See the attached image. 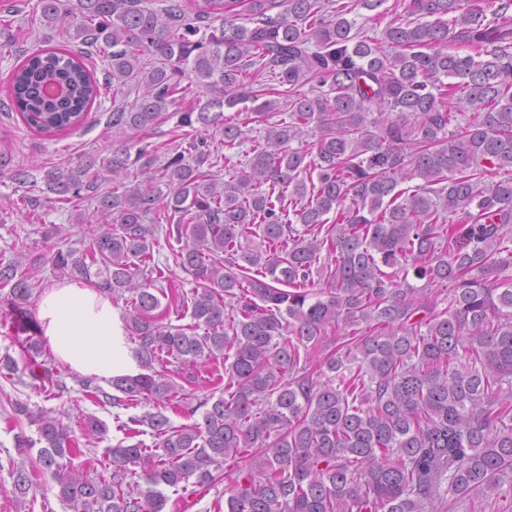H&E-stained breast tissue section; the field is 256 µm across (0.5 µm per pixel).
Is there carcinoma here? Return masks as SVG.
<instances>
[{
    "instance_id": "cac0c4a2",
    "label": "carcinoma",
    "mask_w": 512,
    "mask_h": 512,
    "mask_svg": "<svg viewBox=\"0 0 512 512\" xmlns=\"http://www.w3.org/2000/svg\"><path fill=\"white\" fill-rule=\"evenodd\" d=\"M163 2L39 0L64 42L10 77V111L42 133L112 94V151L43 175L56 200L94 205L76 213L89 248L57 247L54 229L0 261V292L28 303L49 264L130 297L143 372L114 395L82 387L154 408L115 415L123 438L94 477L72 457L107 434L96 416L75 430L17 402L38 435L18 447H38L68 512H163L162 488L222 482L217 512H512V0H394L379 39L349 14L383 0ZM185 79L204 95L185 102ZM171 114L188 141L140 163ZM246 141L240 168L222 149ZM162 239L172 265L155 261ZM161 294L191 323L165 322ZM207 363L224 391L181 396L182 370ZM56 370L29 367L48 399L67 389ZM12 476L22 505L32 481Z\"/></svg>"
}]
</instances>
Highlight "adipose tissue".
<instances>
[{
  "label": "adipose tissue",
  "instance_id": "ef3b65f1",
  "mask_svg": "<svg viewBox=\"0 0 512 512\" xmlns=\"http://www.w3.org/2000/svg\"><path fill=\"white\" fill-rule=\"evenodd\" d=\"M47 345L74 372L108 383L141 373L126 318L111 297L79 282L47 288L38 303Z\"/></svg>",
  "mask_w": 512,
  "mask_h": 512
}]
</instances>
